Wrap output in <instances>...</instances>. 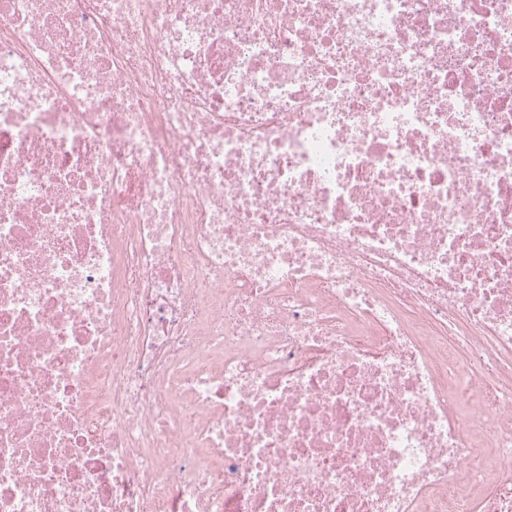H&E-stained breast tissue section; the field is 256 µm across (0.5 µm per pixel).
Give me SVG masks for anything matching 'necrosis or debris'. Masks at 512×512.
Listing matches in <instances>:
<instances>
[{
    "instance_id": "obj_1",
    "label": "necrosis or debris",
    "mask_w": 512,
    "mask_h": 512,
    "mask_svg": "<svg viewBox=\"0 0 512 512\" xmlns=\"http://www.w3.org/2000/svg\"><path fill=\"white\" fill-rule=\"evenodd\" d=\"M0 512H512V0H0Z\"/></svg>"
}]
</instances>
